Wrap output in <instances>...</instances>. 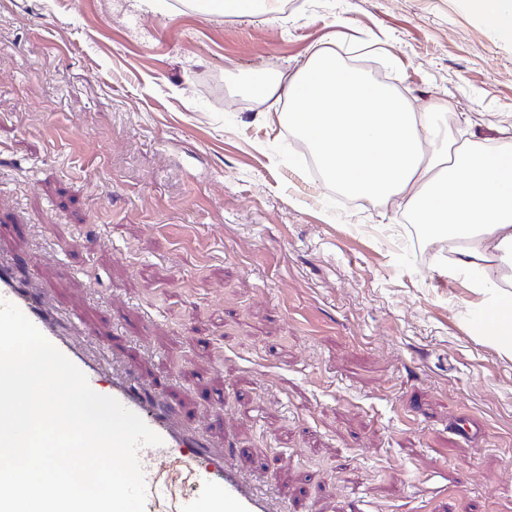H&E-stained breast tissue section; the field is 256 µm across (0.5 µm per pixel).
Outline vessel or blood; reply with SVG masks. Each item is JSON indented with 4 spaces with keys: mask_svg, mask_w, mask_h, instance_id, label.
<instances>
[{
    "mask_svg": "<svg viewBox=\"0 0 512 512\" xmlns=\"http://www.w3.org/2000/svg\"><path fill=\"white\" fill-rule=\"evenodd\" d=\"M46 295V289L27 285L16 262L0 260V300L17 306L85 373L93 390L116 398L161 436V445L138 452L147 487L145 512H269L270 484L244 481L226 468L221 452L209 447L203 435L178 429L170 410L147 398L131 372L113 374L109 385L101 386L98 365L74 340L78 320L56 316Z\"/></svg>",
    "mask_w": 512,
    "mask_h": 512,
    "instance_id": "1",
    "label": "vessel or blood"
}]
</instances>
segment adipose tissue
Returning <instances> with one entry per match:
<instances>
[{
    "mask_svg": "<svg viewBox=\"0 0 512 512\" xmlns=\"http://www.w3.org/2000/svg\"><path fill=\"white\" fill-rule=\"evenodd\" d=\"M496 37L512 40V0H465ZM288 124L309 144L325 179L372 202L402 199L415 223L465 240L456 267L502 260L512 267V149L473 138L454 145L438 116L416 113L334 53L315 51L286 86ZM481 328L512 354V293H488Z\"/></svg>",
    "mask_w": 512,
    "mask_h": 512,
    "instance_id": "obj_1",
    "label": "adipose tissue"
}]
</instances>
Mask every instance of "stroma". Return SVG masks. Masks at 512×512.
Masks as SVG:
<instances>
[{"label":"stroma","instance_id":"obj_1","mask_svg":"<svg viewBox=\"0 0 512 512\" xmlns=\"http://www.w3.org/2000/svg\"><path fill=\"white\" fill-rule=\"evenodd\" d=\"M287 2L0 0V254L291 512H512V355L468 273L257 94L328 50L490 143L512 42L462 0Z\"/></svg>","mask_w":512,"mask_h":512}]
</instances>
